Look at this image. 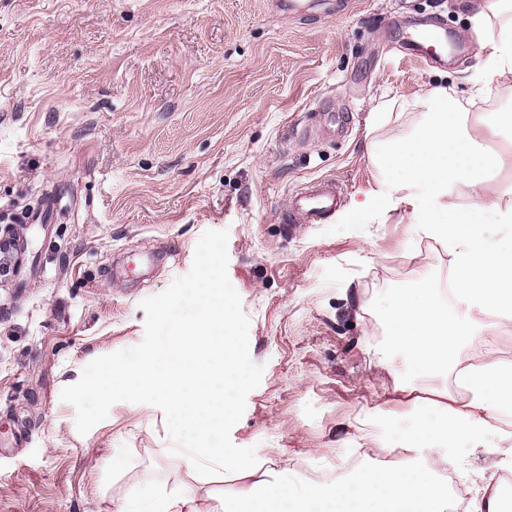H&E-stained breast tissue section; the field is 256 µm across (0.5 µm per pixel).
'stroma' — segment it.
<instances>
[{"label":"stroma","instance_id":"35a3bbf8","mask_svg":"<svg viewBox=\"0 0 512 512\" xmlns=\"http://www.w3.org/2000/svg\"><path fill=\"white\" fill-rule=\"evenodd\" d=\"M0 0V512H122L194 494L224 512L243 485L169 452L165 415L119 402L87 434L62 401L97 357L140 344L143 299L189 272L225 230L228 278L250 320L260 385L231 431L293 486L379 465L412 417L381 364L395 290L444 285L450 258L390 214L347 224L380 178L369 145L406 138L435 86L469 90L485 54L460 0ZM439 20L468 52L409 61L412 28ZM332 178L342 209L286 227L289 195ZM53 208L44 223L28 214ZM461 359L512 362V322ZM466 495L502 482L503 449L457 448Z\"/></svg>","mask_w":512,"mask_h":512}]
</instances>
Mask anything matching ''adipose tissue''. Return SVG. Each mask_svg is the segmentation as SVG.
I'll list each match as a JSON object with an SVG mask.
<instances>
[{"instance_id":"obj_1","label":"adipose tissue","mask_w":512,"mask_h":512,"mask_svg":"<svg viewBox=\"0 0 512 512\" xmlns=\"http://www.w3.org/2000/svg\"><path fill=\"white\" fill-rule=\"evenodd\" d=\"M469 22L487 52L489 80L511 78L512 0H479ZM486 92V82H478L465 98L448 87L416 98L423 124L413 136L373 149L380 181L345 217L364 224L376 210L403 213L418 237L442 243L452 257L453 305L423 284L392 293L383 308L389 353L400 356L414 378L403 388L413 417L398 442L414 465L369 467L350 480L296 489L271 480L267 469L239 465L233 451L222 448L221 464L248 491L225 500L224 512H449L448 484L426 458L451 465L449 449L482 448L491 435L512 449V364L472 366L460 358L464 345L512 317V246H497L486 235L488 225L512 224V205L493 200L487 182L490 172L512 168V152L484 148L497 131L495 115H469L471 101Z\"/></svg>"}]
</instances>
